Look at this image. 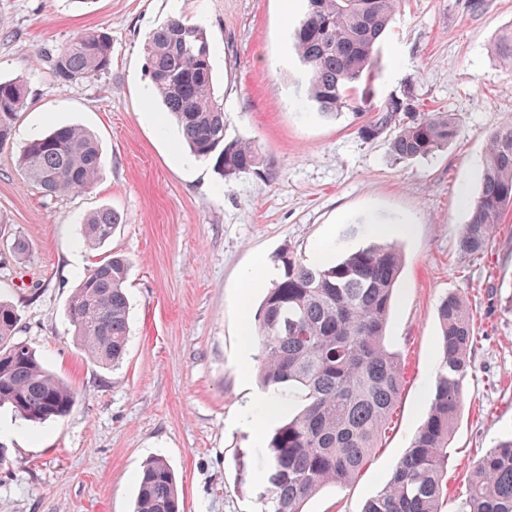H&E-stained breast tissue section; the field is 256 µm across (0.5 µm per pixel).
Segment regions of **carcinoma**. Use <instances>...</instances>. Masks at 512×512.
Returning a JSON list of instances; mask_svg holds the SVG:
<instances>
[{
	"label": "carcinoma",
	"mask_w": 512,
	"mask_h": 512,
	"mask_svg": "<svg viewBox=\"0 0 512 512\" xmlns=\"http://www.w3.org/2000/svg\"><path fill=\"white\" fill-rule=\"evenodd\" d=\"M402 0H307L292 40L305 67L311 107L336 117L368 113L358 133L365 140L390 137L394 161L435 154L459 128L446 112H423L409 90L373 105L377 45ZM497 55L512 63V29L501 35ZM155 96L172 115L190 152L215 161L226 178L257 170L262 156L253 141L224 137V109L215 96L213 48L205 30L171 18L144 45ZM112 62V43L101 31L85 32L52 59L56 81L67 85L99 76ZM27 85L0 79V145L25 106ZM19 165L50 196L91 189L103 165L96 140L74 125H55L23 149ZM512 210V123L489 139L481 187L460 235L470 255L484 251ZM115 214L98 210L84 220L85 241L112 236ZM282 273L257 318L261 380L278 392L297 388L302 409L275 429L262 460L260 512H303L304 502L327 485L345 487L378 447L404 387V368L386 345V328L402 254L392 244L350 249L330 265L278 255ZM129 261L112 256L89 270L69 303L83 350L96 363L115 365L126 352L129 301L124 284ZM440 370L426 420L413 436L392 478L362 512H441L448 492V444L463 406V381L475 341L463 299L438 307ZM20 318L0 302V406L27 422L66 416L78 394L50 374L27 345L15 340ZM134 512H183L174 472L162 458L139 473ZM465 512H512V437L473 465Z\"/></svg>",
	"instance_id": "1"
}]
</instances>
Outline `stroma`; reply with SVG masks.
Masks as SVG:
<instances>
[{
	"mask_svg": "<svg viewBox=\"0 0 512 512\" xmlns=\"http://www.w3.org/2000/svg\"><path fill=\"white\" fill-rule=\"evenodd\" d=\"M406 0L379 46L375 103L412 85L425 110L451 114L460 133L436 154L393 161L389 140L362 139L363 116L302 111L308 82L291 32L305 0H0V78L28 89L10 141L0 146V225L23 235L0 244V299L21 314L17 341L75 388L65 418L36 424L0 409V512H132L137 475L160 457L173 469L184 512H256L257 455L248 416L268 393L258 343L243 346L244 278L277 268L285 249L335 255L375 241L376 223L411 220L393 237L403 254L387 335L405 384L379 448L347 486H327L305 512H361L390 479L425 420L438 367L442 299L470 310L477 341L448 448L444 512H464L469 468L512 434V213L487 250L461 251L490 136L512 122V65L494 44L512 26V0ZM204 28L214 47L215 93L227 139L261 149L259 173L221 177L191 158L153 96L144 44L170 18ZM112 42L108 72L59 85L51 58L87 30ZM76 124L97 139L94 187L48 196L18 165L35 134ZM108 208L120 220L87 247L81 219ZM122 255L129 336L119 364L102 366L77 344L67 316L81 278ZM248 380H241V368Z\"/></svg>",
	"mask_w": 512,
	"mask_h": 512,
	"instance_id": "1",
	"label": "stroma"
}]
</instances>
